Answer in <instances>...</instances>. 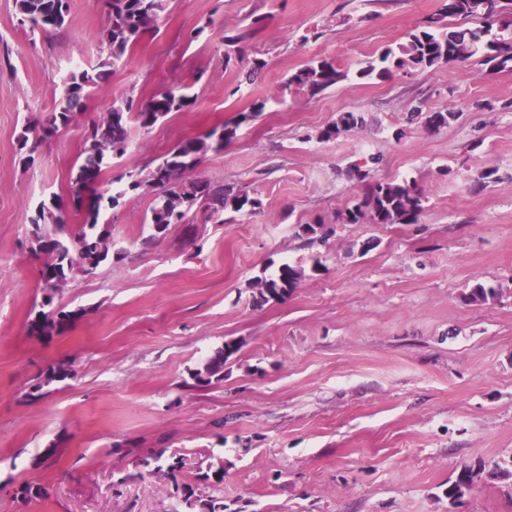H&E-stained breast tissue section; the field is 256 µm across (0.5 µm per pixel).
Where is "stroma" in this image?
<instances>
[{"mask_svg":"<svg viewBox=\"0 0 512 512\" xmlns=\"http://www.w3.org/2000/svg\"><path fill=\"white\" fill-rule=\"evenodd\" d=\"M439 0H171L155 28L87 102L85 120L42 125L71 73L107 56L103 0H70L66 26L30 34L0 0V512H512V484L446 491L463 466L512 460V68L359 71L434 13ZM249 31L225 61V36ZM314 59L346 77L318 94L289 85ZM264 68L245 80L253 61ZM174 89L191 105L132 129L104 194L178 142L237 123L195 180L246 189L252 214L193 218L151 238L153 196L103 211L112 259L74 273L53 306L77 318L31 333L41 309L31 220L67 197L87 122L127 98ZM262 112L252 113L257 97ZM450 110L428 131L409 112ZM344 112L361 126L326 140ZM27 145H20V134ZM375 180L422 191L415 224H344L336 215ZM485 183H477L479 174ZM322 225L325 239L303 234ZM304 276L287 298L252 304L257 277ZM497 289L482 304L473 285ZM241 348L221 382L191 374L225 340ZM70 378L35 401L49 366ZM153 448L184 457L175 477L141 466ZM223 464L224 481H201ZM27 483L41 498H21Z\"/></svg>","mask_w":512,"mask_h":512,"instance_id":"stroma-1","label":"stroma"}]
</instances>
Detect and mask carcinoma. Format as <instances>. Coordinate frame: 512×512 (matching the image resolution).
<instances>
[{
    "instance_id": "obj_1",
    "label": "carcinoma",
    "mask_w": 512,
    "mask_h": 512,
    "mask_svg": "<svg viewBox=\"0 0 512 512\" xmlns=\"http://www.w3.org/2000/svg\"><path fill=\"white\" fill-rule=\"evenodd\" d=\"M21 21L29 25L31 32H49L63 27L69 16V0H14ZM170 0H107L112 23L105 34L108 58L92 71L73 73L68 79L58 106L47 119V128L56 130L66 127L84 114L86 101L111 74L109 67L120 63L127 51L134 46L142 33L156 26L166 11ZM479 18L483 26L478 29H449L445 19ZM482 53L484 62L500 68H512V0H441L439 9L429 15L423 25L408 34L406 42L398 51L386 50L379 64H370L363 73L388 77L392 69L413 67L431 69L441 64H469ZM345 73L327 59L314 60L297 70L289 78L311 94H318L339 82ZM190 97L175 90L159 92L147 101L139 103L129 98L121 105H114L108 112L92 123L77 167L70 176L69 197L63 200L53 197L40 206L34 219L31 236L36 244L35 252L42 256L38 270L43 288L48 292L42 309L30 320L32 332L51 336L60 333L77 316L75 311L43 310L53 303L54 295L63 286L70 273L78 269L84 273L96 270L109 257L108 238L98 230L103 196L97 192L104 174L111 167L110 158L103 155L102 146L112 148L115 155H123L130 141L134 122L143 130H149L172 112H182L190 106ZM453 112H426L423 124L429 130H438L448 125ZM363 118L353 112H344L325 132L326 139L337 138L359 124ZM214 143L204 139H188L179 142L163 160L147 174L131 172L127 175V188L110 196L108 206L119 205L121 196L128 192L148 190L154 193L149 224L151 238L165 234L169 226L180 223L189 213H199L204 221L226 209L236 213L254 212L260 200L242 188L214 186L205 180H187L186 174L195 169L202 156ZM359 181L367 183L365 193L356 198L354 204L338 215L346 224H361L368 220L372 224H416L423 212V199L416 187L408 181H372L370 172L355 168ZM83 211V223L72 229L64 223L62 211L67 206ZM303 273L288 264L280 266L269 276L258 278L254 304L262 306L271 300L285 298L296 288ZM496 291L476 284L465 294L470 303H485L495 298ZM238 351L237 342H224L204 363L194 371V385L208 386L224 380V366ZM70 376V370L62 363L50 366L28 393L32 399L53 383ZM166 470L170 476L184 466L183 458L160 450L141 460V465ZM486 474L490 480L512 481V465L492 461L478 469L464 468L457 479L448 484L447 496L454 504L463 503V498L472 490L475 479Z\"/></svg>"
}]
</instances>
